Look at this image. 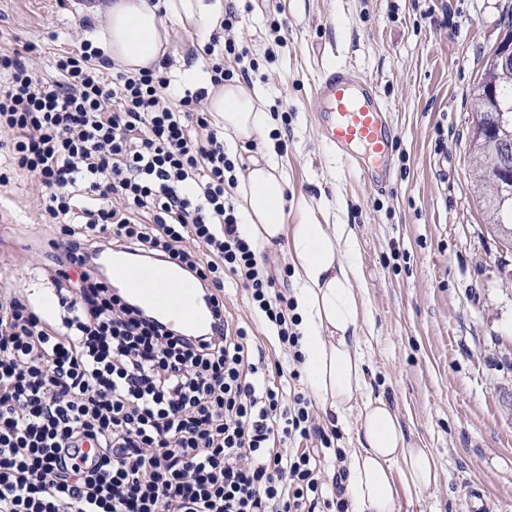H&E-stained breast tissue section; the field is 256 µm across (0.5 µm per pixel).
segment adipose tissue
Instances as JSON below:
<instances>
[{"instance_id":"obj_1","label":"adipose tissue","mask_w":512,"mask_h":512,"mask_svg":"<svg viewBox=\"0 0 512 512\" xmlns=\"http://www.w3.org/2000/svg\"><path fill=\"white\" fill-rule=\"evenodd\" d=\"M106 26L101 44L126 72L158 65L168 52V26L177 24L205 41L224 18V0H101L95 7ZM185 81L207 91V110L224 128L228 146L260 143V159L237 176L234 190L245 218L242 231L262 247L285 244L293 264V305L300 334L303 369L324 413L345 418L358 412L357 446L348 457L347 495L352 512H395L394 473L406 486L437 481L433 452L408 442L397 413L383 398H362L366 386L359 330L365 307L354 286L361 250L353 225L333 224L325 207L304 201L296 223L285 206L288 176L271 138L276 120L263 91L247 92L234 83L213 85L201 62L181 72Z\"/></svg>"}]
</instances>
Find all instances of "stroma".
<instances>
[{"instance_id":"1","label":"stroma","mask_w":512,"mask_h":512,"mask_svg":"<svg viewBox=\"0 0 512 512\" xmlns=\"http://www.w3.org/2000/svg\"><path fill=\"white\" fill-rule=\"evenodd\" d=\"M240 14L237 40L255 63L235 76L263 87L278 112L289 220L307 199L357 227L355 286L368 385L395 408L412 445L432 449L435 485H398L396 512H473L481 488L495 512H512V250L489 229L470 153L473 90L512 19V0H226ZM104 16L72 0H0V45L36 46V72L97 39ZM351 64L392 107V186L376 190L324 143L315 84ZM40 188L23 171L0 187V279L35 303L55 291L50 229ZM224 309L260 344L268 365L293 362L251 307L224 282Z\"/></svg>"}]
</instances>
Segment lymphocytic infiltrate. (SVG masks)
Segmentation results:
<instances>
[{
    "mask_svg": "<svg viewBox=\"0 0 512 512\" xmlns=\"http://www.w3.org/2000/svg\"><path fill=\"white\" fill-rule=\"evenodd\" d=\"M237 24L227 10L203 48L214 85L234 77L225 60L249 58ZM172 65L132 75L83 41L49 81L23 50H0V132L12 135L0 186L12 169L42 186L63 310L53 324L0 289V512H349L343 449L303 393L269 382L262 347L224 313L233 276L301 361L292 303L240 231L224 130L205 89L172 102ZM104 244L178 260L208 292L215 331L185 336L140 313L101 273ZM78 439L94 443L93 467L61 459Z\"/></svg>",
    "mask_w": 512,
    "mask_h": 512,
    "instance_id": "1",
    "label": "lymphocytic infiltrate"
}]
</instances>
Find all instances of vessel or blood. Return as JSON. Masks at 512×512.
Wrapping results in <instances>:
<instances>
[{"label":"vessel or blood","mask_w":512,"mask_h":512,"mask_svg":"<svg viewBox=\"0 0 512 512\" xmlns=\"http://www.w3.org/2000/svg\"><path fill=\"white\" fill-rule=\"evenodd\" d=\"M315 94L327 147L351 168L370 163L378 187L388 186V161L394 150V138L387 133L385 121L390 107L372 81L344 65L323 72ZM97 259L109 278L125 284L130 299L171 328L188 336L211 330L213 321L207 296L189 284L175 287V264L135 266L108 251L98 253Z\"/></svg>","instance_id":"vessel-or-blood-1"}]
</instances>
